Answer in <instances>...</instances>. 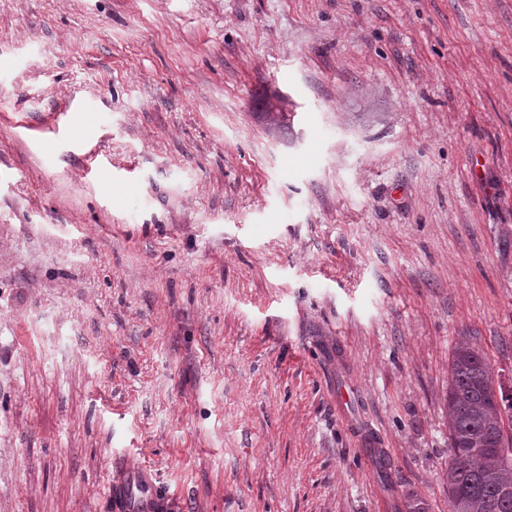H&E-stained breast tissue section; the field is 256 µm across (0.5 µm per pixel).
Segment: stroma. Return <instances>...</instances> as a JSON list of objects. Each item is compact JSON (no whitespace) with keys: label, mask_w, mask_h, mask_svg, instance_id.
Here are the masks:
<instances>
[{"label":"stroma","mask_w":512,"mask_h":512,"mask_svg":"<svg viewBox=\"0 0 512 512\" xmlns=\"http://www.w3.org/2000/svg\"><path fill=\"white\" fill-rule=\"evenodd\" d=\"M464 338L512 388V0H0V512H448ZM114 512H159L167 504L151 471L141 468L113 477L106 486Z\"/></svg>","instance_id":"obj_1"}]
</instances>
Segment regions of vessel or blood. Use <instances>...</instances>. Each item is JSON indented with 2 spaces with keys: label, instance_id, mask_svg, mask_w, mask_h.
<instances>
[{
  "label": "vessel or blood",
  "instance_id": "vessel-or-blood-1",
  "mask_svg": "<svg viewBox=\"0 0 512 512\" xmlns=\"http://www.w3.org/2000/svg\"><path fill=\"white\" fill-rule=\"evenodd\" d=\"M106 495L114 512H165L167 508L153 474L144 468L113 477Z\"/></svg>",
  "mask_w": 512,
  "mask_h": 512
}]
</instances>
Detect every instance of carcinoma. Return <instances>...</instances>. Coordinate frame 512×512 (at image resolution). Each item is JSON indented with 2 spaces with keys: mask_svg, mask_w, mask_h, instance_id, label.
<instances>
[{
  "mask_svg": "<svg viewBox=\"0 0 512 512\" xmlns=\"http://www.w3.org/2000/svg\"><path fill=\"white\" fill-rule=\"evenodd\" d=\"M448 397V502L450 512H512V446L503 452L501 433L512 432V396L487 390V357L460 341L451 357Z\"/></svg>",
  "mask_w": 512,
  "mask_h": 512,
  "instance_id": "carcinoma-1",
  "label": "carcinoma"
}]
</instances>
